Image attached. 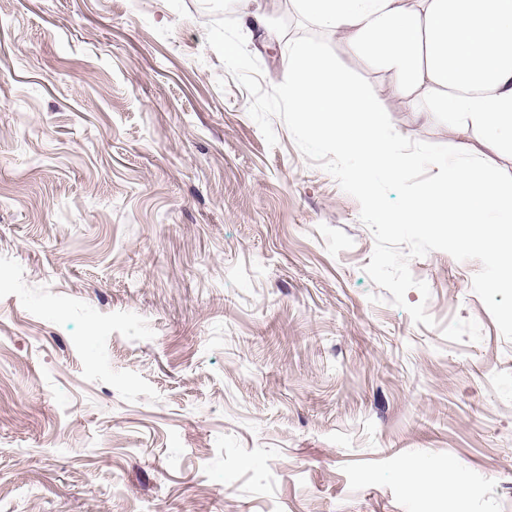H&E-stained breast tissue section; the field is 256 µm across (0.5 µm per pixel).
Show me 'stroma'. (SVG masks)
Listing matches in <instances>:
<instances>
[{
    "mask_svg": "<svg viewBox=\"0 0 512 512\" xmlns=\"http://www.w3.org/2000/svg\"><path fill=\"white\" fill-rule=\"evenodd\" d=\"M232 9L262 88L323 34L395 130L456 146L285 7ZM200 0H0V512H512V341L480 269L366 275L360 206L206 43Z\"/></svg>",
    "mask_w": 512,
    "mask_h": 512,
    "instance_id": "stroma-1",
    "label": "stroma"
}]
</instances>
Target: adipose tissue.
<instances>
[{
	"label": "adipose tissue",
	"instance_id": "adipose-tissue-1",
	"mask_svg": "<svg viewBox=\"0 0 512 512\" xmlns=\"http://www.w3.org/2000/svg\"><path fill=\"white\" fill-rule=\"evenodd\" d=\"M299 11L342 34L348 48L393 78L406 107L446 118L462 148L512 142V0H295ZM497 213L498 223L487 220ZM391 223L445 225L448 243L482 242L512 271V191L483 164L445 167Z\"/></svg>",
	"mask_w": 512,
	"mask_h": 512
}]
</instances>
